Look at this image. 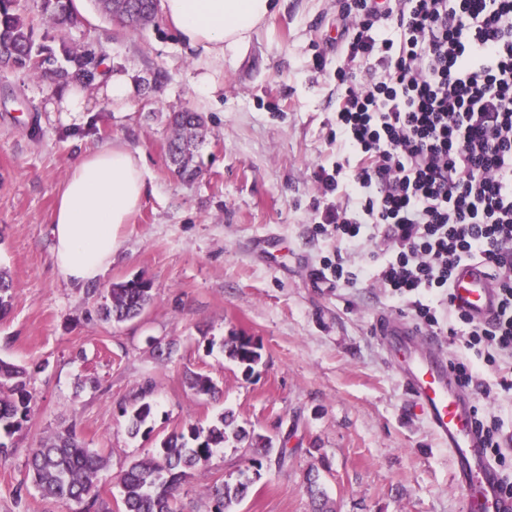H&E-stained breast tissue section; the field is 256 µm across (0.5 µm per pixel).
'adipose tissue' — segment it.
<instances>
[{"mask_svg": "<svg viewBox=\"0 0 512 512\" xmlns=\"http://www.w3.org/2000/svg\"><path fill=\"white\" fill-rule=\"evenodd\" d=\"M277 7L278 0H158L165 22L208 66L247 43ZM147 189L142 155L122 144L71 164L52 218L54 263L68 280L87 285L104 275Z\"/></svg>", "mask_w": 512, "mask_h": 512, "instance_id": "adipose-tissue-1", "label": "adipose tissue"}]
</instances>
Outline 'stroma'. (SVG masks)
Segmentation results:
<instances>
[{
    "label": "stroma",
    "instance_id": "35a3bbf8",
    "mask_svg": "<svg viewBox=\"0 0 512 512\" xmlns=\"http://www.w3.org/2000/svg\"><path fill=\"white\" fill-rule=\"evenodd\" d=\"M83 25L39 35L94 43L110 74L133 86L111 103L87 90L83 113L52 112L54 92L35 76L0 72V269L12 280L11 309L0 317V358L34 373L37 401L27 427L0 457V512H75L26 478L30 448L72 429L108 465L98 489L120 505L119 475L156 442L224 411L275 439H287L284 465L254 470L255 453L231 443L182 485V512H207L217 482L256 475L233 512H312L306 474L317 470L336 512H464L447 448L403 387L378 317L396 314L369 282L331 288L315 280L323 258L367 263V250L317 234V166L339 151L329 132L336 111L340 0H281L252 39L206 70L165 23L122 29L93 0H78ZM325 69H318V61ZM163 72L161 85L153 75ZM215 90L203 94L202 74ZM202 113L207 134L196 150L200 177L180 180L167 145L172 113ZM121 142L146 162L149 192L98 288L137 276L153 300L135 320L106 324L100 296L68 281L52 255L57 194L87 149ZM253 336L262 360L252 377L225 357L229 331ZM171 346L167 361L155 345ZM209 376L215 396L188 385ZM152 384L150 436H130L125 408Z\"/></svg>",
    "mask_w": 512,
    "mask_h": 512
}]
</instances>
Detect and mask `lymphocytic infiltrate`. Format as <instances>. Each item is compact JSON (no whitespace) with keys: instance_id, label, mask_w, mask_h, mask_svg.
Returning a JSON list of instances; mask_svg holds the SVG:
<instances>
[{"instance_id":"1","label":"lymphocytic infiltrate","mask_w":512,"mask_h":512,"mask_svg":"<svg viewBox=\"0 0 512 512\" xmlns=\"http://www.w3.org/2000/svg\"><path fill=\"white\" fill-rule=\"evenodd\" d=\"M344 2L331 133L342 153L315 172L325 199L316 230L371 252L355 271L323 261L315 277L383 288L419 327L474 353L452 366L463 389L511 393L512 0ZM467 261L498 286L485 323L449 298ZM476 425L512 495L500 420L482 409Z\"/></svg>"}]
</instances>
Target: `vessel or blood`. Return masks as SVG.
<instances>
[{
	"mask_svg": "<svg viewBox=\"0 0 512 512\" xmlns=\"http://www.w3.org/2000/svg\"><path fill=\"white\" fill-rule=\"evenodd\" d=\"M454 305L473 321L488 320L497 308V291L485 268H461L452 286ZM380 341L393 354L404 387L436 437L448 447L454 477L465 492L466 512H512L502 477L490 462L474 423V402L457 383L448 361L432 340L394 317L377 320Z\"/></svg>",
	"mask_w": 512,
	"mask_h": 512,
	"instance_id": "vessel-or-blood-1",
	"label": "vessel or blood"
}]
</instances>
